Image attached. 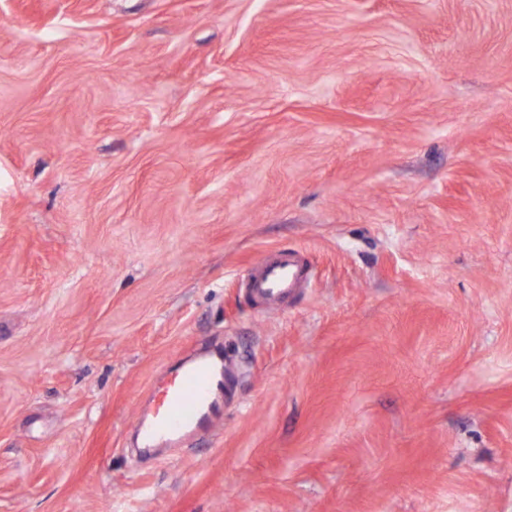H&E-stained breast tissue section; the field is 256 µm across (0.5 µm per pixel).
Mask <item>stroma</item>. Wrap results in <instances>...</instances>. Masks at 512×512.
Masks as SVG:
<instances>
[{"mask_svg": "<svg viewBox=\"0 0 512 512\" xmlns=\"http://www.w3.org/2000/svg\"><path fill=\"white\" fill-rule=\"evenodd\" d=\"M0 512H512V0H0ZM310 282L298 255L288 249L269 252L243 279L248 295L259 300L267 309H277L298 288ZM234 384L233 363L221 348L179 360L176 375L164 388L161 404L138 421L142 448L150 452L176 451L186 440L209 431L223 419Z\"/></svg>", "mask_w": 512, "mask_h": 512, "instance_id": "35a3bbf8", "label": "stroma"}]
</instances>
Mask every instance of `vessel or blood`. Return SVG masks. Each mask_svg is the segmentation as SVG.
Here are the masks:
<instances>
[{
	"label": "vessel or blood",
	"mask_w": 512,
	"mask_h": 512,
	"mask_svg": "<svg viewBox=\"0 0 512 512\" xmlns=\"http://www.w3.org/2000/svg\"><path fill=\"white\" fill-rule=\"evenodd\" d=\"M309 282V271L288 249L267 253L243 279L247 294L270 309L280 307ZM234 384L235 369L222 349L179 360L161 404L138 421L142 447L150 452L175 451L191 437L209 431L223 419Z\"/></svg>",
	"instance_id": "b4317fda"
}]
</instances>
